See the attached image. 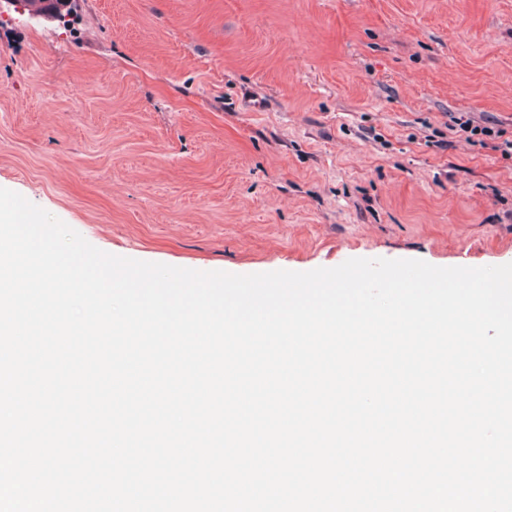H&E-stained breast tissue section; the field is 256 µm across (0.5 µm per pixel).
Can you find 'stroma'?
Here are the masks:
<instances>
[{
	"label": "stroma",
	"mask_w": 512,
	"mask_h": 512,
	"mask_svg": "<svg viewBox=\"0 0 512 512\" xmlns=\"http://www.w3.org/2000/svg\"><path fill=\"white\" fill-rule=\"evenodd\" d=\"M512 0L0 6V188L122 257L512 263ZM456 125L459 126L460 131L470 133L467 139L473 144H478L485 149L500 151L503 156L512 158V129L509 131L500 127L494 129L486 126H473L470 119ZM474 136L482 137L475 140Z\"/></svg>",
	"instance_id": "35a3bbf8"
}]
</instances>
